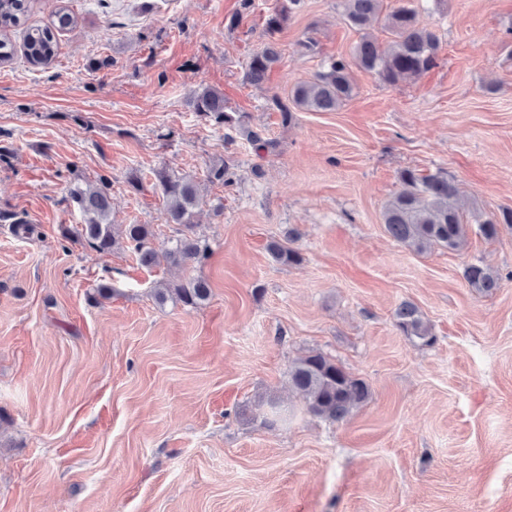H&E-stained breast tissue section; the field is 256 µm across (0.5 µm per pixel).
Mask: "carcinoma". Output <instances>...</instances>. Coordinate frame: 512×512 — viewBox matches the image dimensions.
<instances>
[{
	"label": "carcinoma",
	"instance_id": "1",
	"mask_svg": "<svg viewBox=\"0 0 512 512\" xmlns=\"http://www.w3.org/2000/svg\"><path fill=\"white\" fill-rule=\"evenodd\" d=\"M384 0H340L341 21L360 34L350 58L340 56L314 78L296 84L288 93V101L278 95L271 102L280 111L282 121L290 123L294 110L334 112L353 96L355 84L352 68L374 74L387 85L418 77L437 64L441 41L436 31L420 18L413 5H401L382 14ZM300 0H279L268 15L265 26L268 41L253 54L247 65L246 79L254 84L264 82L272 67L280 61L281 52L275 35L279 33ZM30 0H0V65L13 60L17 47L11 33L21 30L22 51L27 63L46 70L55 60L59 36L75 27L76 15L64 0H56L49 21L29 25L27 16ZM384 21L391 35L383 49L370 32L373 24ZM196 112L218 126L239 132L258 151L274 152L278 142L264 139L245 125L244 115L228 111L224 94L205 88L193 96ZM165 200V222L174 225L169 246L160 252L152 246L154 233L149 224H124L115 229L109 221L111 208L110 182L99 176L94 182L74 183L69 187L68 201L83 217L76 239L85 247L106 254L122 244L131 251L138 264L152 268L162 264L185 266L200 264L208 258L209 247L195 231L196 210L201 203L200 184L189 176L171 175L164 170L154 172ZM237 179L234 161L222 160L206 172V182L225 188ZM401 189L384 206L382 219L386 232L394 241L417 252L426 253L441 247L460 251L468 243L470 226L475 224L486 239H495L501 229L512 230V208L486 217L470 211L465 221L458 203V190L448 172L438 169L427 174L404 169L398 174ZM293 231L282 239L267 244L271 258L283 265L301 261L298 251L290 247ZM468 284L482 293H492L500 287L501 274L488 265L471 264L464 271ZM211 296L208 280L190 275L174 284L155 288V300L163 304L176 299L186 306H197ZM396 327L406 336H415L424 343L433 336L418 309L409 302L395 311ZM292 389L303 399L307 410L315 416L342 421L352 409L367 401L370 390L365 381L350 375L344 368L321 353H311L292 363L289 368Z\"/></svg>",
	"mask_w": 512,
	"mask_h": 512
}]
</instances>
